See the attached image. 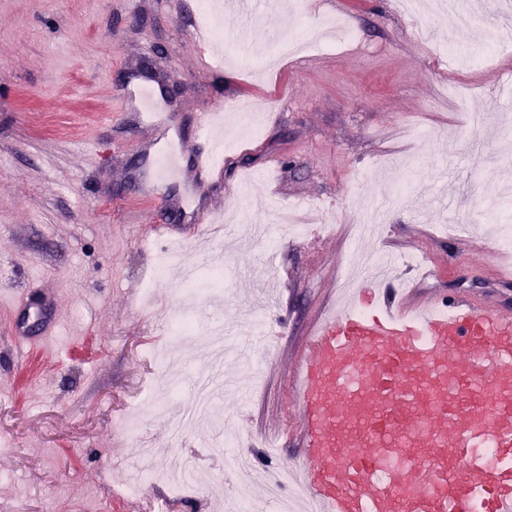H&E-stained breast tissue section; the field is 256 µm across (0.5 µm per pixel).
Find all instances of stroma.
Masks as SVG:
<instances>
[{
	"label": "stroma",
	"mask_w": 512,
	"mask_h": 512,
	"mask_svg": "<svg viewBox=\"0 0 512 512\" xmlns=\"http://www.w3.org/2000/svg\"><path fill=\"white\" fill-rule=\"evenodd\" d=\"M249 2L241 41L237 11L218 0H0V290L26 301L55 290L60 344L39 353L37 327L19 342L20 309L0 305V512H223L225 498L252 500L258 486L224 467V422L258 455L279 438L276 466L293 465L288 366L348 266L374 253L397 256L418 295L512 315V265L494 233L512 224V203L486 211L512 184V98L497 90L512 82V18H495L493 0H460L477 23L458 30L426 8L408 15L401 0ZM331 20L350 36L314 50L316 64L275 56V34ZM195 25L222 30L223 51L202 55ZM448 44L473 64L441 58ZM171 85L179 94L164 97ZM142 87L152 108L118 95ZM211 108L224 113L223 170L202 180L196 115ZM167 152L181 174L145 195L136 179ZM250 175L262 203L242 219L268 225L267 237L228 231L199 266L196 294L158 276L171 243L144 215L171 224L194 257L199 216L239 204ZM375 208L384 220L366 245L352 228ZM414 255L436 266L433 279L418 282ZM218 269L219 310L206 291ZM247 270L283 333L253 350L252 367L233 366L248 403L227 388L177 437L168 418L192 406L203 344L228 353L246 338ZM183 316L194 335L168 344ZM132 410L135 435L120 426ZM186 458L200 478L182 490L168 477ZM145 467L166 480L130 494Z\"/></svg>",
	"instance_id": "stroma-1"
}]
</instances>
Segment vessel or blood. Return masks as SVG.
Segmentation results:
<instances>
[{
	"mask_svg": "<svg viewBox=\"0 0 512 512\" xmlns=\"http://www.w3.org/2000/svg\"><path fill=\"white\" fill-rule=\"evenodd\" d=\"M400 277L315 320L289 372L302 512H512V315Z\"/></svg>",
	"mask_w": 512,
	"mask_h": 512,
	"instance_id": "b4317fda",
	"label": "vessel or blood"
}]
</instances>
